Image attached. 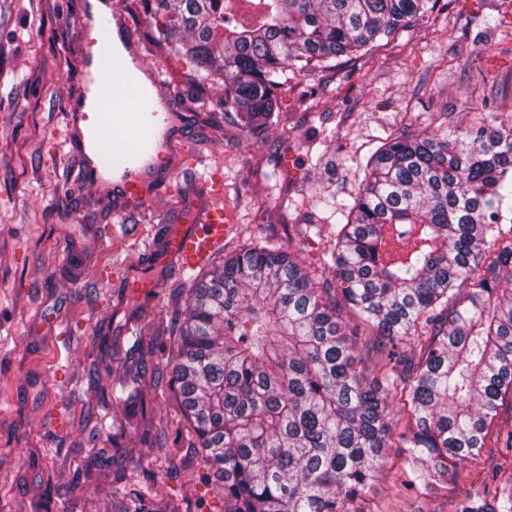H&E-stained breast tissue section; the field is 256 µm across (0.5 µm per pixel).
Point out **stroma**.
I'll return each mask as SVG.
<instances>
[{"instance_id":"1","label":"stroma","mask_w":512,"mask_h":512,"mask_svg":"<svg viewBox=\"0 0 512 512\" xmlns=\"http://www.w3.org/2000/svg\"><path fill=\"white\" fill-rule=\"evenodd\" d=\"M82 2L0 0V512H113L123 485L91 460L116 429L133 480L175 499L179 512H224L195 462L179 455L187 440L178 401L157 382L193 285L167 259L166 240L203 198L175 147L163 159L175 176L155 199L154 223L117 216L111 196L81 182L65 114L83 90V40L98 30L79 25ZM122 17L187 116L180 135L224 173L229 249L265 237L289 244L321 281L330 274L319 257L336 222L318 198L350 203L357 167L380 138L512 115V0H438L356 62L297 76L279 90L278 123L263 137L223 111L219 86L197 87L168 46L153 42L152 13L139 6ZM322 83V104L308 109L303 94ZM112 261L124 263L122 277L98 281ZM141 280L154 290H132ZM138 359L148 372L145 410L129 420L119 378ZM101 409L114 415L113 430L100 428ZM85 467L90 481L73 482ZM403 467L388 452L368 490L372 507L456 512L490 468L512 474V453L459 462L428 494L401 490Z\"/></svg>"}]
</instances>
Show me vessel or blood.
<instances>
[{"mask_svg": "<svg viewBox=\"0 0 512 512\" xmlns=\"http://www.w3.org/2000/svg\"><path fill=\"white\" fill-rule=\"evenodd\" d=\"M118 10L100 18L102 35L87 49L88 59L112 51L110 32L118 24ZM150 86H141L134 70L120 72L101 67L94 73L105 94L99 95L90 112H70L71 146L81 161V179L95 187L110 188L120 200L121 212L134 216L151 199L152 185L167 184L168 176L155 172L158 157L168 148L180 123L161 91L162 74L149 68ZM184 162L199 187L211 199L205 210L167 239V255L179 271L189 273L205 266L231 235V224L218 204L224 195L220 170H200V155L191 143H184Z\"/></svg>", "mask_w": 512, "mask_h": 512, "instance_id": "b4317fda", "label": "vessel or blood"}]
</instances>
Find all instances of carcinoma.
<instances>
[{
  "instance_id": "cac0c4a2",
  "label": "carcinoma",
  "mask_w": 512,
  "mask_h": 512,
  "mask_svg": "<svg viewBox=\"0 0 512 512\" xmlns=\"http://www.w3.org/2000/svg\"><path fill=\"white\" fill-rule=\"evenodd\" d=\"M172 44L255 136L276 92L331 59L356 60L431 0H146ZM346 223L321 265L251 242L195 279L177 327L168 387L202 478L224 512H371L389 448L402 486L429 490L448 465L499 447L491 431L512 390V124L387 137L360 165ZM410 340V350L399 344ZM376 357L373 380L361 365ZM146 370L124 369V410H143ZM117 512H178L131 488ZM460 512H512V478Z\"/></svg>"
}]
</instances>
